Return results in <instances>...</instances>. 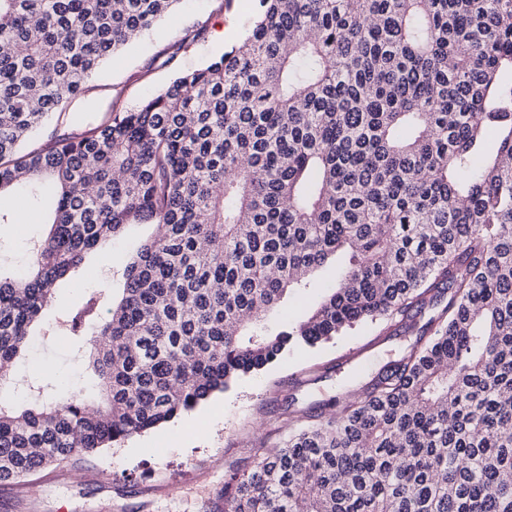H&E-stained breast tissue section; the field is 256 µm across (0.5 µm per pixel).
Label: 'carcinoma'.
Segmentation results:
<instances>
[{
  "label": "carcinoma",
  "mask_w": 512,
  "mask_h": 512,
  "mask_svg": "<svg viewBox=\"0 0 512 512\" xmlns=\"http://www.w3.org/2000/svg\"><path fill=\"white\" fill-rule=\"evenodd\" d=\"M176 2L0 0V191L34 208L53 191L33 271L0 275V384L88 254L159 229L119 301L93 291L45 331L91 344L100 402L0 399V478L167 423L292 347L430 309L429 339L262 449L224 512H512V0H259L205 67L20 151ZM338 256L336 287L269 327Z\"/></svg>",
  "instance_id": "obj_1"
}]
</instances>
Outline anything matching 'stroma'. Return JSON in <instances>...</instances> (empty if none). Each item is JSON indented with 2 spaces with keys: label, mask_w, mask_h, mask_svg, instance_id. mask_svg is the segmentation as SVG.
<instances>
[{
  "label": "stroma",
  "mask_w": 512,
  "mask_h": 512,
  "mask_svg": "<svg viewBox=\"0 0 512 512\" xmlns=\"http://www.w3.org/2000/svg\"><path fill=\"white\" fill-rule=\"evenodd\" d=\"M256 2L179 0L173 11L105 62L84 92L26 142V149L43 147L56 135L81 132L88 120L112 109H136L178 74L220 56L247 33ZM194 32L198 40L181 48V40ZM0 210L11 217L10 223L0 224V270L19 272L49 227L16 192L0 193ZM155 233L152 225L131 227L106 256L90 258L78 279L57 289L55 306L111 287L114 273ZM413 339V333L392 324L364 322L330 342L290 351L156 429L38 471L25 479L24 489L0 485V512H224V490L252 470L256 448L275 446L300 427L295 411L313 407L327 418L326 401L366 391ZM89 356L88 344L69 338L35 342L18 364L25 385L2 386L0 395L22 405L36 386L47 401L65 387L97 398ZM207 414L214 416V424L207 433H196L194 421Z\"/></svg>",
  "instance_id": "stroma-1"
}]
</instances>
